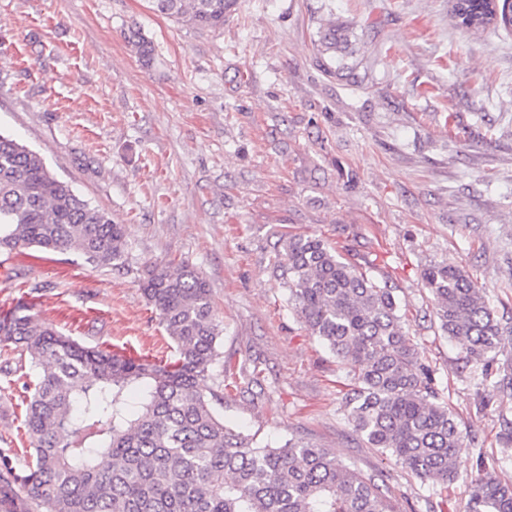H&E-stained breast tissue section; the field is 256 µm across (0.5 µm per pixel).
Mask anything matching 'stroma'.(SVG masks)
I'll return each instance as SVG.
<instances>
[{"instance_id":"35a3bbf8","label":"stroma","mask_w":512,"mask_h":512,"mask_svg":"<svg viewBox=\"0 0 512 512\" xmlns=\"http://www.w3.org/2000/svg\"><path fill=\"white\" fill-rule=\"evenodd\" d=\"M451 5L236 0L213 30L147 0H0V133L124 225L128 243L120 271L0 253V310L22 299L80 344L164 362L174 344L139 285L152 265L186 262L223 327L226 425L328 448L375 476L395 512H467L483 465L512 482L500 439L512 394L466 364L421 276L434 262L463 268L512 327V27L463 31ZM341 62L347 76L327 74ZM291 234L395 286L461 432L447 492L354 430L353 380L273 268ZM22 399L21 380L0 374V448L21 460Z\"/></svg>"}]
</instances>
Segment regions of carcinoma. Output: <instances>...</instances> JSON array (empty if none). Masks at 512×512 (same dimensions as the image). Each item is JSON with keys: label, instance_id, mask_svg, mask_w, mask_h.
<instances>
[{"label": "carcinoma", "instance_id": "cac0c4a2", "mask_svg": "<svg viewBox=\"0 0 512 512\" xmlns=\"http://www.w3.org/2000/svg\"><path fill=\"white\" fill-rule=\"evenodd\" d=\"M148 2L161 15L216 29L233 0ZM450 18L466 31L491 27L481 16L466 23L455 2ZM30 247L119 269L128 243L124 225L0 134V253ZM275 264L288 303L353 375L346 403L355 431L420 481L448 488L460 432L403 329L395 288L315 236L284 239ZM422 278L441 330L490 377L489 354L505 346L508 328L482 289L447 264L424 268ZM142 293L174 343L162 365L83 347L32 304L0 310V348L19 353L0 372L23 371L27 355L35 377L22 384L29 460L19 467L12 449L0 448V512H394L375 478L328 449L262 445L224 425L221 329L200 273L184 263L154 265ZM468 512H512V486L485 472Z\"/></svg>", "mask_w": 512, "mask_h": 512}]
</instances>
